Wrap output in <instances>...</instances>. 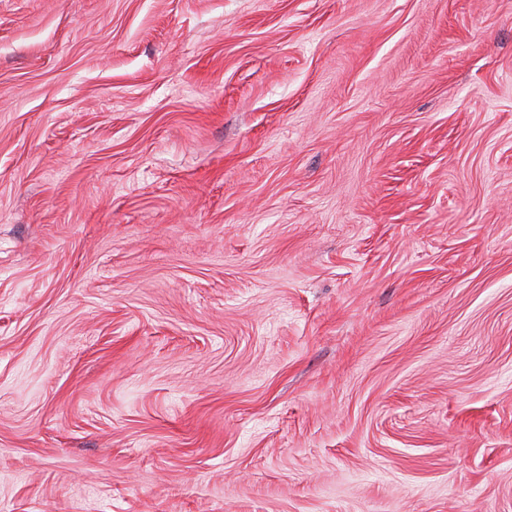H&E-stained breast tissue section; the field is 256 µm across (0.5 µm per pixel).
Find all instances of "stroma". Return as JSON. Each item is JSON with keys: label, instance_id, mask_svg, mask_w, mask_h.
Listing matches in <instances>:
<instances>
[{"label": "stroma", "instance_id": "1", "mask_svg": "<svg viewBox=\"0 0 512 512\" xmlns=\"http://www.w3.org/2000/svg\"><path fill=\"white\" fill-rule=\"evenodd\" d=\"M0 512H512V0H0Z\"/></svg>", "mask_w": 512, "mask_h": 512}]
</instances>
